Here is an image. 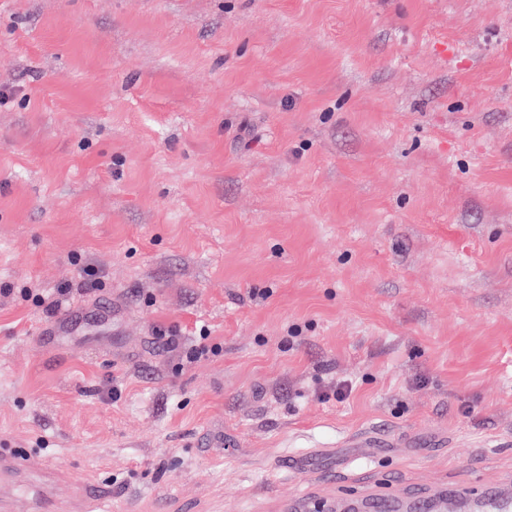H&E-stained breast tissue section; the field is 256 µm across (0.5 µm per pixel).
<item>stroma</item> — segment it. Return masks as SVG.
<instances>
[{
	"instance_id": "1",
	"label": "stroma",
	"mask_w": 512,
	"mask_h": 512,
	"mask_svg": "<svg viewBox=\"0 0 512 512\" xmlns=\"http://www.w3.org/2000/svg\"><path fill=\"white\" fill-rule=\"evenodd\" d=\"M1 84L7 512L512 492V0H0Z\"/></svg>"
}]
</instances>
